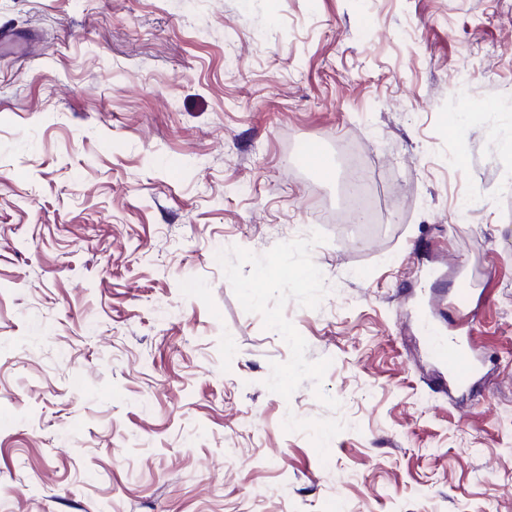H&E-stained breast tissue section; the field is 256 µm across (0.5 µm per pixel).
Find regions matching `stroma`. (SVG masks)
I'll return each instance as SVG.
<instances>
[{"mask_svg":"<svg viewBox=\"0 0 512 512\" xmlns=\"http://www.w3.org/2000/svg\"><path fill=\"white\" fill-rule=\"evenodd\" d=\"M2 31L0 512H512V0H0ZM360 169L375 221L336 223ZM429 340L435 355L448 363V374L459 384H466L471 379L475 366L469 352L466 336H448L441 338L429 332Z\"/></svg>","mask_w":512,"mask_h":512,"instance_id":"stroma-1","label":"stroma"}]
</instances>
